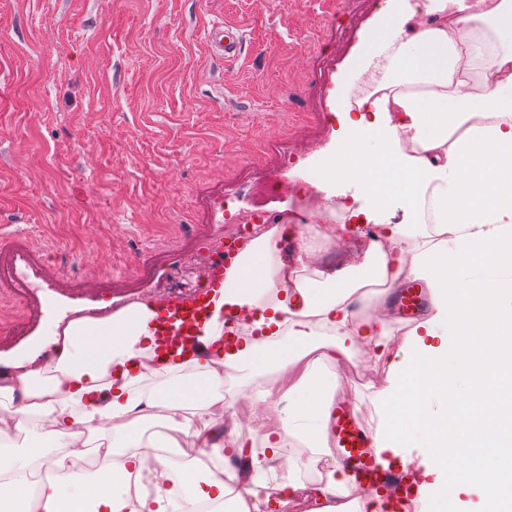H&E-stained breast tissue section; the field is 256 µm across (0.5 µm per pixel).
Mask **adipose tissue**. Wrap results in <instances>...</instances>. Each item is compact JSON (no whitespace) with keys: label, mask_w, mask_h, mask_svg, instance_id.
I'll list each match as a JSON object with an SVG mask.
<instances>
[{"label":"adipose tissue","mask_w":512,"mask_h":512,"mask_svg":"<svg viewBox=\"0 0 512 512\" xmlns=\"http://www.w3.org/2000/svg\"><path fill=\"white\" fill-rule=\"evenodd\" d=\"M366 41L362 62L377 60L380 93L343 112L336 143L322 159L316 191L359 182L375 221L393 203L408 219L384 225L363 262L322 278L305 276L316 239L295 260L278 237L248 243L204 327L215 353L155 366L152 304H131L98 319L79 315L56 327L39 351L10 362L0 397V512H374L371 497H351L329 445L338 366L359 339L386 366L370 429L383 465H416L425 512H512V329L490 335L488 321L512 297V0L478 10L470 0H425L433 26L412 25L409 0H390ZM412 148H405V141ZM425 280L432 309L389 357L392 331L362 318L368 286L385 290ZM245 307L239 345L224 347L225 317ZM467 328L466 352L449 339ZM250 380L288 369L287 383L263 392L287 404L278 425L259 424L253 440L225 444L212 417L233 406L224 371ZM161 429L145 434L144 424ZM199 457L172 460L176 434ZM27 450L9 452L14 436ZM101 440L105 463L83 466L86 438ZM301 443L298 458L285 448Z\"/></svg>","instance_id":"1"}]
</instances>
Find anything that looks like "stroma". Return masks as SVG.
I'll return each instance as SVG.
<instances>
[{
	"label": "stroma",
	"mask_w": 512,
	"mask_h": 512,
	"mask_svg": "<svg viewBox=\"0 0 512 512\" xmlns=\"http://www.w3.org/2000/svg\"><path fill=\"white\" fill-rule=\"evenodd\" d=\"M380 15L345 0H0V262L40 264L51 283L0 334V359L74 308L192 282L186 259L229 181L242 205L295 215V196L249 172L324 154ZM217 24L239 28L235 56L212 50ZM363 254L349 234L308 263L330 273ZM353 362L367 376L337 395L367 421L385 377L366 341Z\"/></svg>",
	"instance_id": "stroma-1"
}]
</instances>
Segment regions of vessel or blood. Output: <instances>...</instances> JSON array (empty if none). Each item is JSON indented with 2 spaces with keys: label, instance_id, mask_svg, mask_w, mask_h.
Listing matches in <instances>:
<instances>
[{
  "label": "vessel or blood",
  "instance_id": "b4317fda",
  "mask_svg": "<svg viewBox=\"0 0 512 512\" xmlns=\"http://www.w3.org/2000/svg\"><path fill=\"white\" fill-rule=\"evenodd\" d=\"M211 42L217 52L231 56L237 51L240 36L218 26L211 32ZM234 269L232 261H220L202 295H174L159 303L153 327L156 358L174 359L190 351L204 353L203 324L198 321L197 312L210 310L227 275ZM425 302V290L416 282L408 283L393 300L407 323L420 319ZM331 419L330 444L346 466L350 490L364 489L379 494L383 512H405L407 503L418 496L417 473L409 468H386L378 463L372 436L351 403L335 401Z\"/></svg>",
  "mask_w": 512,
  "mask_h": 512
}]
</instances>
